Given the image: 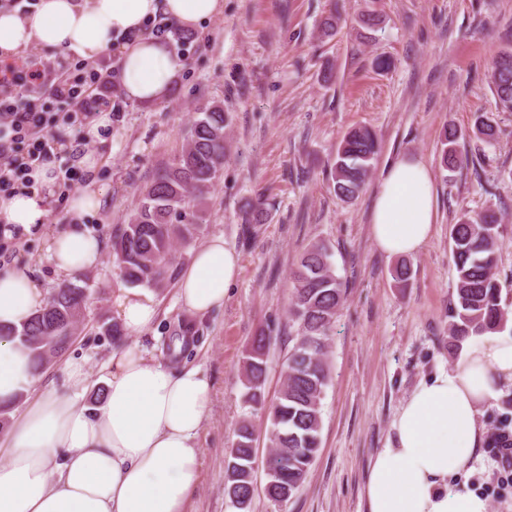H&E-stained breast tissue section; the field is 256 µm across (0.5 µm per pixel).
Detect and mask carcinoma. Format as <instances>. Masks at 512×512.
Returning a JSON list of instances; mask_svg holds the SVG:
<instances>
[{"instance_id": "1", "label": "carcinoma", "mask_w": 512, "mask_h": 512, "mask_svg": "<svg viewBox=\"0 0 512 512\" xmlns=\"http://www.w3.org/2000/svg\"><path fill=\"white\" fill-rule=\"evenodd\" d=\"M489 85L498 108L512 112V49L498 53L490 64ZM228 115L224 105L211 102L198 109L187 144L172 163L160 171L139 194L127 223L112 229L113 261L125 281L134 286L160 289L178 274L175 244L190 245L202 232L201 216L187 207L189 195L197 206L206 202L224 166V139ZM474 137L492 141L496 129L492 119L478 115L471 128ZM463 133L450 126L444 130L442 167L454 169L462 159L456 144ZM378 151L376 134L368 128L350 130L336 151L332 174L333 191L342 201L355 199L363 189ZM267 218L263 203L249 204L242 223L262 224ZM500 221L487 211L475 218L463 216L453 225L451 256L456 272L455 300L449 315V339L457 346L471 336L496 332L508 322L501 306L502 285L496 277ZM293 294L291 314L299 324L295 344L284 363L288 377L281 396L269 411L270 447L279 450L282 470L268 478L266 496L272 501L292 497L304 484L320 448L322 399L330 380L325 344L345 299V290L335 274L328 248L314 243L300 255L291 271ZM89 299L88 286L68 282L59 285L48 303L22 328H0V336L18 337L32 352L34 369L45 368L44 350L67 349L66 337L84 320ZM271 336L260 332L243 362L247 402L264 405L261 383L265 374V349ZM254 428L242 421L227 460L225 490L240 500V512L250 508L248 480L242 465L247 462Z\"/></svg>"}]
</instances>
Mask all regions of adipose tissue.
<instances>
[{
  "mask_svg": "<svg viewBox=\"0 0 512 512\" xmlns=\"http://www.w3.org/2000/svg\"><path fill=\"white\" fill-rule=\"evenodd\" d=\"M224 0H40L25 15L0 12V55L11 56L36 43L94 60L119 35L136 32L121 48L120 80L125 96L155 104L168 94L181 67L164 42L139 35L144 22L165 13L185 28L219 15ZM80 164L87 184L69 199V227L50 239L49 264L66 277L95 268L102 242L81 219L98 210L105 189L96 173L97 154ZM34 188L0 197V223L31 232L47 223L53 205L51 165L35 175ZM436 221V191L427 164L416 157L394 160L374 198L371 234L391 256L418 252ZM240 258L223 237L198 248L178 282V300L193 317L223 306L237 282ZM49 295L23 271L0 270V325L19 327ZM116 314L132 333L157 316L153 296L120 289ZM99 404L79 398L87 390L88 370L69 359L64 372L71 398L38 391L29 350L14 336H0V404L31 395L26 409L0 435V512H183L198 481L197 437L212 400L209 379L196 368L174 369L137 348L113 352ZM512 384V336L470 342L459 364L438 369L401 405L388 447L373 457L364 488L367 512H488L485 498L458 489L482 442L480 417Z\"/></svg>",
  "mask_w": 512,
  "mask_h": 512,
  "instance_id": "adipose-tissue-1",
  "label": "adipose tissue"
}]
</instances>
